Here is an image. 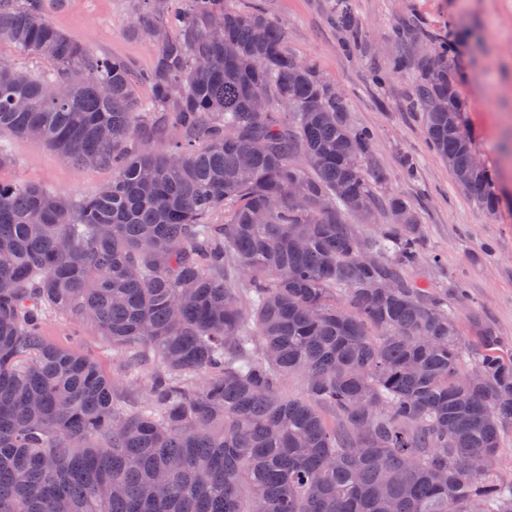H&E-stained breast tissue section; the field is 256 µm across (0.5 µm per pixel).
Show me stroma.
Listing matches in <instances>:
<instances>
[{
    "mask_svg": "<svg viewBox=\"0 0 512 512\" xmlns=\"http://www.w3.org/2000/svg\"><path fill=\"white\" fill-rule=\"evenodd\" d=\"M356 20L355 34L336 30L330 19L337 0H227L242 10L259 6L287 33L290 53L313 57L323 80L349 101L354 126L373 134L371 161L387 182L377 188L374 218L356 220L359 234L390 223L383 201L404 197L417 212L426 256L411 276L447 292L457 302L460 333L477 340L480 324L496 329L512 352V0H346ZM142 0H52L49 20L97 54L150 68L156 53L150 36L132 28ZM451 43L450 57L463 122L476 154L493 177L500 198L484 212L455 182L448 166L432 150L410 95L419 78L413 66L395 71L391 60L404 42ZM383 82H374V75ZM12 161L0 168V180L38 184L69 198L83 196L112 180L108 167H83L55 149L5 132ZM413 175H406L404 161ZM468 299L458 303V291ZM45 334L97 361L112 378L115 393L136 409L144 384H131L121 359L90 324L73 326L52 313Z\"/></svg>",
    "mask_w": 512,
    "mask_h": 512,
    "instance_id": "1",
    "label": "stroma"
}]
</instances>
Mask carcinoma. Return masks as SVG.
<instances>
[{
	"instance_id": "carcinoma-1",
	"label": "carcinoma",
	"mask_w": 512,
	"mask_h": 512,
	"mask_svg": "<svg viewBox=\"0 0 512 512\" xmlns=\"http://www.w3.org/2000/svg\"><path fill=\"white\" fill-rule=\"evenodd\" d=\"M143 2L148 70L54 26L47 0H0V42L53 64L0 56V131L112 167L77 200L0 182V512H512V355L489 325L466 342L448 295L408 277L407 200L372 235L344 219L386 182L371 133L264 10ZM406 64L433 150L494 210L448 55ZM49 312L131 368L152 357L136 410L46 339Z\"/></svg>"
}]
</instances>
